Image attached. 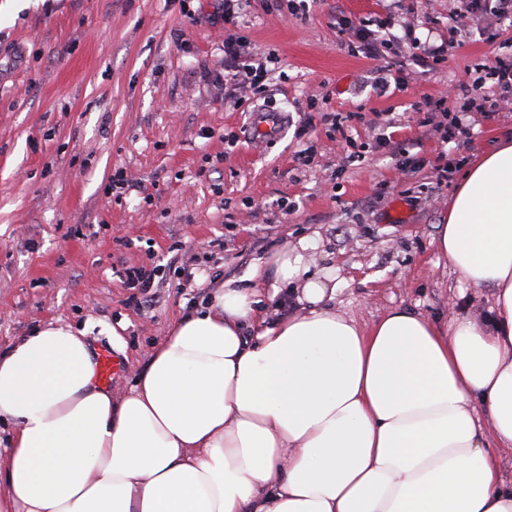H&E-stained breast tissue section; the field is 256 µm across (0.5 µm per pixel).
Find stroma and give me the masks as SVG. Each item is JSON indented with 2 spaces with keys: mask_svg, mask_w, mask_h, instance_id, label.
<instances>
[{
  "mask_svg": "<svg viewBox=\"0 0 512 512\" xmlns=\"http://www.w3.org/2000/svg\"><path fill=\"white\" fill-rule=\"evenodd\" d=\"M0 0V351L37 327L87 329L121 363L122 392L152 345L212 287L247 277L278 245L314 243L336 271L337 310L361 324L392 307L446 320L485 312L490 289L460 282L435 239L466 168L512 141V112H472L468 144L442 141L423 98L458 110L451 89L512 60V26L488 39L457 28L456 0H315L300 16L250 0ZM453 38L435 68L390 54L401 87L377 94L375 60L343 22ZM274 56L267 92L224 101V39ZM343 114L340 127L326 116ZM315 161L302 165L300 151ZM448 177L438 180L439 167ZM142 193L113 196L116 170ZM157 269L155 300L124 270Z\"/></svg>",
  "mask_w": 512,
  "mask_h": 512,
  "instance_id": "stroma-1",
  "label": "stroma"
}]
</instances>
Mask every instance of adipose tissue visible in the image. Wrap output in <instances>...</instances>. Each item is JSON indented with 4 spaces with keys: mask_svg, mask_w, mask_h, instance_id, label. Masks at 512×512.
<instances>
[{
    "mask_svg": "<svg viewBox=\"0 0 512 512\" xmlns=\"http://www.w3.org/2000/svg\"><path fill=\"white\" fill-rule=\"evenodd\" d=\"M437 248L487 314L360 324L302 241L220 283L118 394L85 330L36 329L0 354V512H512V142L465 171ZM287 288L296 310L259 317Z\"/></svg>",
    "mask_w": 512,
    "mask_h": 512,
    "instance_id": "1",
    "label": "adipose tissue"
}]
</instances>
